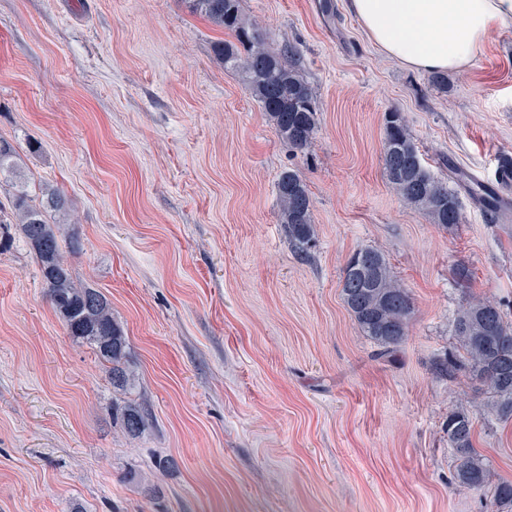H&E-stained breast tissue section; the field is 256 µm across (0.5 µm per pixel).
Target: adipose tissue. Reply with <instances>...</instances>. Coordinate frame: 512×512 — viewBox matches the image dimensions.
I'll return each mask as SVG.
<instances>
[{
	"instance_id": "adipose-tissue-1",
	"label": "adipose tissue",
	"mask_w": 512,
	"mask_h": 512,
	"mask_svg": "<svg viewBox=\"0 0 512 512\" xmlns=\"http://www.w3.org/2000/svg\"><path fill=\"white\" fill-rule=\"evenodd\" d=\"M378 50L422 72L462 69L493 28L512 24V0H348Z\"/></svg>"
}]
</instances>
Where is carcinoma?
I'll list each match as a JSON object with an SVG mask.
<instances>
[{"label": "carcinoma", "mask_w": 512, "mask_h": 512, "mask_svg": "<svg viewBox=\"0 0 512 512\" xmlns=\"http://www.w3.org/2000/svg\"><path fill=\"white\" fill-rule=\"evenodd\" d=\"M195 15L227 31L231 39L218 47L224 68L241 74L261 104L281 139L294 149L304 150L317 129V106L312 87L304 79L301 62L293 49L277 52L258 26L248 21L241 0H185ZM385 138L382 162L388 182L409 207L425 212L432 223L443 228L461 222L457 191L425 167L402 113L384 115ZM15 148L0 140V172L16 173ZM281 223L288 229L291 244L300 252L316 241L313 202L303 179L294 171L281 174L277 182ZM11 213L0 209V224L14 220L27 244L36 238L42 248L35 251L42 282L54 312L67 334L88 344L102 362L110 364L112 385L130 384L126 368L127 339L112 316L108 298L98 289L75 283L62 250L80 251V241L61 240L47 218L50 211L64 208L58 192L33 203L23 184H16ZM344 303L357 327L388 354L402 344L408 332L411 302L406 289L394 278L385 256L375 248L356 250L344 269ZM454 333L462 349L457 367L479 382L489 407L505 419L512 417V324L500 306L488 298H473L457 313ZM112 420L131 436L146 426L144 411L133 405L114 409ZM474 421L459 410L448 415V442L458 456V480L476 491L489 484V473L474 448Z\"/></svg>", "instance_id": "carcinoma-1"}]
</instances>
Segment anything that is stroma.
<instances>
[{"label": "stroma", "instance_id": "stroma-1", "mask_svg": "<svg viewBox=\"0 0 512 512\" xmlns=\"http://www.w3.org/2000/svg\"><path fill=\"white\" fill-rule=\"evenodd\" d=\"M315 92L304 151L216 53L226 32L184 0H0V139L33 200L76 235L78 284L128 339L131 388L68 336L15 224H0V512H499L456 477L449 413L467 411L491 484L512 483V419L455 362L460 307L512 320V213L470 190L512 156V27L447 88L384 56L347 0H241ZM453 182L445 229L383 173L384 114ZM297 172L317 240L289 242L276 192ZM379 250L412 302L383 357L347 311L352 253ZM471 272L460 281L458 267ZM135 402L146 430L112 409ZM170 459L168 469L156 466ZM112 420L119 422L122 429L131 436L141 434L146 426L144 411L133 405L114 408V413L112 409Z\"/></svg>", "mask_w": 512, "mask_h": 512}]
</instances>
